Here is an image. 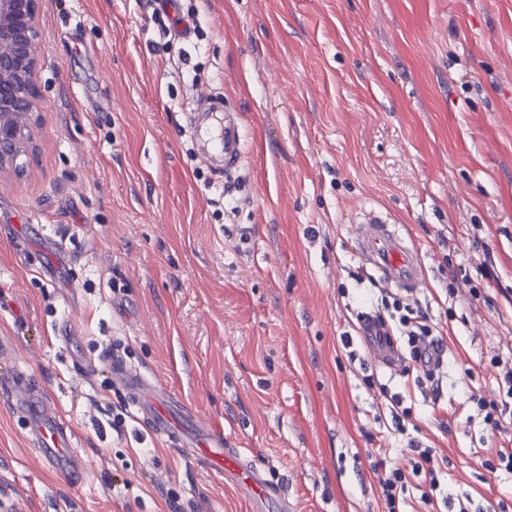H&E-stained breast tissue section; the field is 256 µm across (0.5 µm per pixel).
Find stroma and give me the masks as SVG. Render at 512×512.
<instances>
[{
  "instance_id": "1",
  "label": "stroma",
  "mask_w": 512,
  "mask_h": 512,
  "mask_svg": "<svg viewBox=\"0 0 512 512\" xmlns=\"http://www.w3.org/2000/svg\"><path fill=\"white\" fill-rule=\"evenodd\" d=\"M39 35L30 155L0 172V378L59 410L83 470L47 469L0 398L6 512H253L138 423L109 350L288 512H382L374 467L411 472V436L447 463L403 512H512L484 466L512 435L476 405L512 363V0H43ZM210 94L241 117L229 189L189 128ZM370 207L421 246L417 293L355 255ZM384 299L442 331L438 389L368 360Z\"/></svg>"
}]
</instances>
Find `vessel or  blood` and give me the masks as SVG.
Masks as SVG:
<instances>
[{"instance_id": "b4317fda", "label": "vessel or blood", "mask_w": 512, "mask_h": 512, "mask_svg": "<svg viewBox=\"0 0 512 512\" xmlns=\"http://www.w3.org/2000/svg\"><path fill=\"white\" fill-rule=\"evenodd\" d=\"M192 133L223 154L225 174H232L241 165L244 154L237 116L228 113L223 122L193 126ZM354 250L387 284L409 294L421 288L424 271L419 248L380 211H363ZM365 346L376 365L393 368L402 360L398 347L386 341L373 337L366 340ZM111 362L112 378L125 390L141 424L155 435L166 437L182 455L209 471L231 478L237 487L252 494L256 506H263L277 495V488L266 484L258 471L230 447L221 429L191 420L173 397L131 368L120 355H112ZM0 391L16 411L24 414L28 436L43 459L60 471L79 472L81 462L72 451V429L43 403L37 391L21 378Z\"/></svg>"}]
</instances>
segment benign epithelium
<instances>
[{
  "mask_svg": "<svg viewBox=\"0 0 512 512\" xmlns=\"http://www.w3.org/2000/svg\"><path fill=\"white\" fill-rule=\"evenodd\" d=\"M39 0H0V171L18 169L41 95L36 83Z\"/></svg>",
  "mask_w": 512,
  "mask_h": 512,
  "instance_id": "7a95c632",
  "label": "benign epithelium"
}]
</instances>
